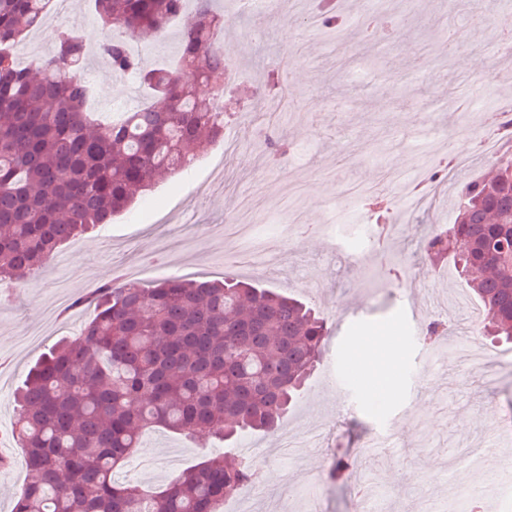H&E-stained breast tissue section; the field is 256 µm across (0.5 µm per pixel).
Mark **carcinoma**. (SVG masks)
Segmentation results:
<instances>
[{"label": "carcinoma", "instance_id": "cac0c4a2", "mask_svg": "<svg viewBox=\"0 0 512 512\" xmlns=\"http://www.w3.org/2000/svg\"><path fill=\"white\" fill-rule=\"evenodd\" d=\"M193 2L177 66L147 67L133 43L163 37ZM52 0H0V280L43 271L60 247L108 224L153 186L189 166L194 149L224 137V66L216 0H94L112 35L100 45L112 69L135 77L151 101L119 120L93 119L81 78L88 47L60 30L36 71L13 48L41 28ZM324 26L342 16L319 0ZM375 16L359 43L386 33ZM211 85L210 100L195 84ZM489 177L458 189L454 224L434 232L424 256L462 243L457 263L489 316L488 330L512 341V156ZM95 317L56 345L16 392L15 436L28 479L13 512H223L254 484L243 458H209L158 491L116 482L113 471L153 428L229 440L273 433L319 364L322 318L298 300L245 282L171 278L154 286L101 283Z\"/></svg>", "mask_w": 512, "mask_h": 512}]
</instances>
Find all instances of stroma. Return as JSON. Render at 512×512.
Instances as JSON below:
<instances>
[{
	"label": "stroma",
	"mask_w": 512,
	"mask_h": 512,
	"mask_svg": "<svg viewBox=\"0 0 512 512\" xmlns=\"http://www.w3.org/2000/svg\"><path fill=\"white\" fill-rule=\"evenodd\" d=\"M510 10L512 0H473L467 7L459 0H396L391 11L405 24L379 53L382 80L362 85L344 77L360 58L326 59L319 33L304 23L300 0H280L277 9L247 20L227 13L224 40L233 62L224 72V105L234 114L238 149L226 156L222 143H214L112 223L71 241L56 267L0 286V448L8 457L0 468V512H12L26 478L24 453L13 437L16 388L59 340L56 333L35 345L30 331L49 311L58 330L85 325L95 308L73 306V299L116 276L132 279L134 264L150 268L146 285L171 277L254 279L300 297L326 323L319 368L281 422L297 433L320 432L317 447L294 458L277 449L275 435L248 434L230 450L238 455L246 446L260 447L252 458L261 474L254 512H302L307 503L315 512H356L364 474L381 481L387 512H413L418 501L458 494L478 498L483 512H507L505 497L489 496L488 485L497 472L512 470V368L490 382L453 350L474 340L494 355L512 352V343L492 341L482 322H468L479 308L471 299L452 309L448 335L429 347L422 340L429 318L409 324L403 303L411 284L395 275L418 273L429 307L467 292L455 262L428 266L422 246L438 225L453 222L457 182L489 171V161L474 156L456 182L430 183L433 154L472 153L478 129L468 111L442 119L441 132L430 131L426 104L449 90L477 96L490 111L501 92L512 93V81L500 84L498 69L482 55L488 33ZM100 25L91 0H59L36 38L46 43L50 31L66 28L87 39ZM277 61L284 65L279 72L288 97L265 122L253 113V93L277 72ZM82 77L106 109L131 112L147 101L104 58L87 60ZM264 127L289 145L282 164L265 156L257 135ZM388 168L404 178L418 171L426 202L404 213L401 227L382 242L356 193L380 186ZM245 206L258 227L255 251L266 256L258 267L239 238ZM387 334L398 339L397 371L381 402L350 380L326 391L323 371L337 356L350 352L358 337ZM383 430L393 434L395 448L364 457L367 442ZM226 451L207 436L151 430L114 478L157 488ZM340 457L361 460L360 474L331 480Z\"/></svg>",
	"instance_id": "35a3bbf8"
}]
</instances>
